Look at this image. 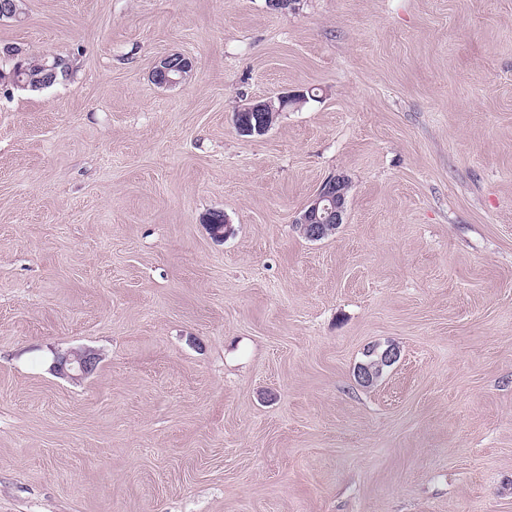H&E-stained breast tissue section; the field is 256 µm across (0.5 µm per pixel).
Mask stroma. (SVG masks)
Returning <instances> with one entry per match:
<instances>
[{
    "instance_id": "1",
    "label": "stroma",
    "mask_w": 512,
    "mask_h": 512,
    "mask_svg": "<svg viewBox=\"0 0 512 512\" xmlns=\"http://www.w3.org/2000/svg\"><path fill=\"white\" fill-rule=\"evenodd\" d=\"M6 46L71 74L0 86V512H512V0H22ZM192 71V63L180 54L162 59L153 71V80L159 86H173L186 80ZM269 103L255 102L236 112L235 125L240 133L247 136H263L272 127L275 116L270 112ZM343 176H334L323 182L314 198L304 208L295 224L310 240H320L328 230L343 224L346 202L342 192ZM98 357L91 350H75L56 356V371L71 379H78L90 374L96 367Z\"/></svg>"
}]
</instances>
